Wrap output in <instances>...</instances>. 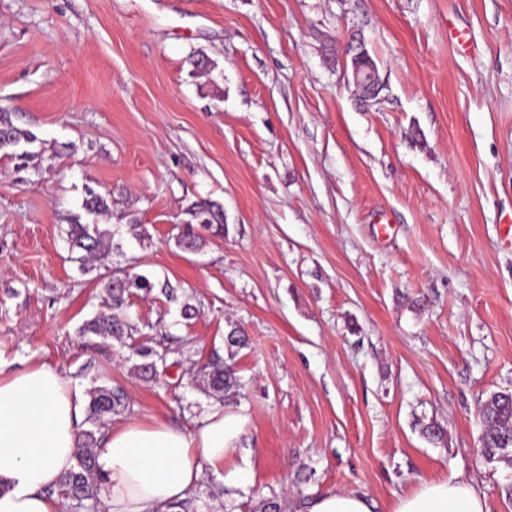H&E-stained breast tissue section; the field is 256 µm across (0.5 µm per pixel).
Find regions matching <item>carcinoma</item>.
I'll use <instances>...</instances> for the list:
<instances>
[{"label":"carcinoma","instance_id":"cac0c4a2","mask_svg":"<svg viewBox=\"0 0 512 512\" xmlns=\"http://www.w3.org/2000/svg\"><path fill=\"white\" fill-rule=\"evenodd\" d=\"M36 137L0 118V150L17 147L23 141L32 143ZM82 208L89 215L101 216L110 210L108 200L92 188L86 189ZM184 214L189 219L183 222L176 245L183 251L196 252L203 246L204 239L196 232L201 228L217 238H224L228 227L224 224V209L217 203L200 201L189 205ZM67 240L71 251L76 253L73 261L79 263L82 272L91 271L90 263L112 253L114 248L112 230L102 224H83L75 219L69 224ZM105 289L106 311L85 321L82 331L85 334L115 339L122 342L141 334L138 324L122 318V309L131 289L135 288L149 296L153 291L171 297L174 289L167 281L155 282L149 277L136 274L129 278L128 287L111 275H99ZM143 359L134 369L141 374H153L158 365L167 362L168 350H157L143 345L138 350ZM206 372L203 385L214 396L235 393L241 387L235 370L224 364L217 353H212L204 366ZM127 396L120 387L98 386L90 391L85 423L89 428L82 431V440L75 454V466L62 474L57 485L47 490V494L57 495L68 512H98L100 503V483L95 471L96 448L99 438L96 431L101 429L106 419L125 410ZM479 419L482 431L479 449L489 462L512 461V392H494L480 405Z\"/></svg>","mask_w":512,"mask_h":512}]
</instances>
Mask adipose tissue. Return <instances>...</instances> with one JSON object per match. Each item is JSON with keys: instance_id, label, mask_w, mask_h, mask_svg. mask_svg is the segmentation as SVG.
Masks as SVG:
<instances>
[{"instance_id": "ef3b65f1", "label": "adipose tissue", "mask_w": 512, "mask_h": 512, "mask_svg": "<svg viewBox=\"0 0 512 512\" xmlns=\"http://www.w3.org/2000/svg\"><path fill=\"white\" fill-rule=\"evenodd\" d=\"M84 419L82 390L52 366L0 374V512H58L44 491L74 466ZM244 421L218 407L191 432L157 421L111 427L96 454L105 512H169L205 470L223 469ZM393 512L491 509L470 482L443 480L398 497Z\"/></svg>"}]
</instances>
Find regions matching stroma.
Returning <instances> with one entry per match:
<instances>
[{"label": "stroma", "mask_w": 512, "mask_h": 512, "mask_svg": "<svg viewBox=\"0 0 512 512\" xmlns=\"http://www.w3.org/2000/svg\"><path fill=\"white\" fill-rule=\"evenodd\" d=\"M354 37L384 85L365 106ZM1 111L36 141L23 168L0 150V370L122 386L115 424L240 411L188 512L227 488L242 512L336 489L393 512L458 477L512 512V463L478 450L481 400L512 390V0H0ZM88 187L112 203L106 272L178 296L134 293L150 332L123 344L80 332L105 299L67 242ZM199 199L229 232L185 252ZM234 326L243 386L217 398L200 368ZM159 341L169 367L138 378Z\"/></svg>", "instance_id": "stroma-1"}]
</instances>
